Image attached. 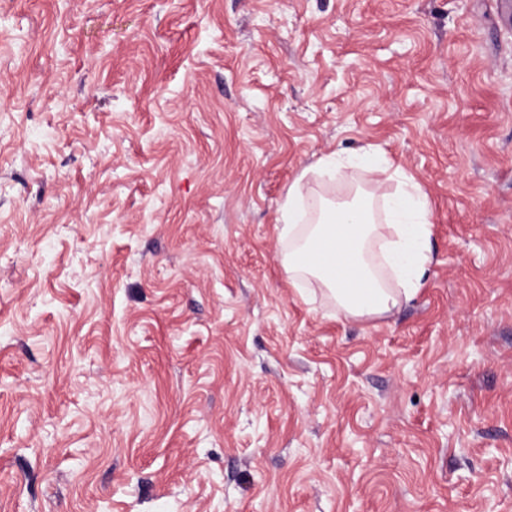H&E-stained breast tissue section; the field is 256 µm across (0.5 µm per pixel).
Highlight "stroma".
Here are the masks:
<instances>
[{
	"instance_id": "stroma-1",
	"label": "stroma",
	"mask_w": 512,
	"mask_h": 512,
	"mask_svg": "<svg viewBox=\"0 0 512 512\" xmlns=\"http://www.w3.org/2000/svg\"><path fill=\"white\" fill-rule=\"evenodd\" d=\"M363 148L433 261L346 320ZM0 512H512V0H0ZM320 163V169L338 181L345 180L347 170L356 166L363 167L368 173L387 174L390 171L388 167H383L382 162L377 156L369 152L347 156L333 153L321 159ZM306 176L303 171L295 178L280 209L289 278L316 280L346 318L386 315L414 298L432 262L429 205L420 185L403 171H392L388 179L397 189L382 196L387 224H376L373 191L357 188L352 200L336 203L319 196L309 205Z\"/></svg>"
}]
</instances>
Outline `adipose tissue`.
Masks as SVG:
<instances>
[{"instance_id":"ef3b65f1","label":"adipose tissue","mask_w":512,"mask_h":512,"mask_svg":"<svg viewBox=\"0 0 512 512\" xmlns=\"http://www.w3.org/2000/svg\"><path fill=\"white\" fill-rule=\"evenodd\" d=\"M389 174L397 189L383 198L381 225L374 193L359 189L349 201L311 200L299 177L280 209L289 278L316 280L347 318L382 316L410 301L432 262L427 198L403 171Z\"/></svg>"}]
</instances>
